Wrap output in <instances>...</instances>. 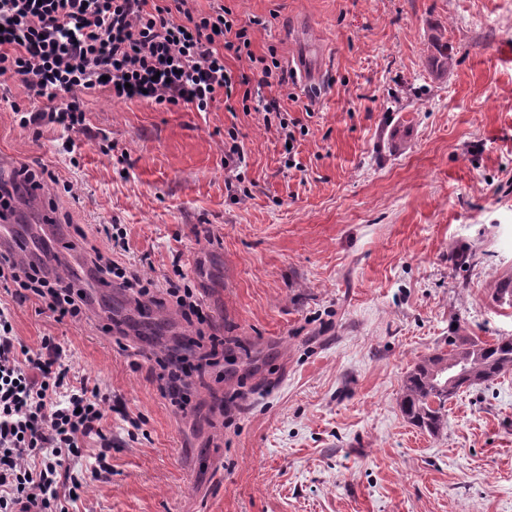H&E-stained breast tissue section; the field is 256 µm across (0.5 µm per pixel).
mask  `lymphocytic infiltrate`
<instances>
[{"label": "lymphocytic infiltrate", "mask_w": 512, "mask_h": 512, "mask_svg": "<svg viewBox=\"0 0 512 512\" xmlns=\"http://www.w3.org/2000/svg\"><path fill=\"white\" fill-rule=\"evenodd\" d=\"M190 0H0V79L17 77L46 109L33 111L17 102L9 108L25 128L52 125L67 131L85 124L84 95L104 89L112 98H147L164 108L206 111L223 101H253L265 114L279 112L277 98L264 89L287 84L277 59L256 55L250 27L221 5L197 14ZM244 60L248 70L234 73L227 58ZM108 250L89 248L86 264L102 282H115L136 302L165 290L198 338L210 349L193 357H161L162 390L180 412L191 406V374H205L215 363L217 337L204 328L210 318L198 293L183 281L159 283L119 264L127 246L121 225L106 227ZM0 293L32 300L37 313L54 321L86 316V290L65 282L41 262L16 259L0 249ZM100 384L76 378L62 346L42 337L38 347L14 334L7 307H0V512H69L84 482L74 468L85 445L97 439L93 473L110 478L112 440L103 428L110 401Z\"/></svg>", "instance_id": "lymphocytic-infiltrate-1"}]
</instances>
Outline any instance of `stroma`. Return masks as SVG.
<instances>
[{
    "label": "stroma",
    "mask_w": 512,
    "mask_h": 512,
    "mask_svg": "<svg viewBox=\"0 0 512 512\" xmlns=\"http://www.w3.org/2000/svg\"><path fill=\"white\" fill-rule=\"evenodd\" d=\"M255 54L306 55L281 111L167 110L105 91L75 132L18 125L0 108V167L60 177L36 219L73 270L103 225L148 277L183 272L223 339L174 411L153 357L194 340L156 294L146 314L92 282L87 319L10 308L16 336L60 340L73 372L101 379L112 477L89 446L78 512H512V373L461 390L432 434L402 413L406 373L465 335L512 336L493 299L512 279V0H234ZM447 56H440V44ZM235 129L245 161L224 167ZM73 191H65V184ZM86 237L77 239L73 225ZM125 336L104 333L113 320ZM141 428L128 436L127 418Z\"/></svg>",
    "instance_id": "1"
}]
</instances>
